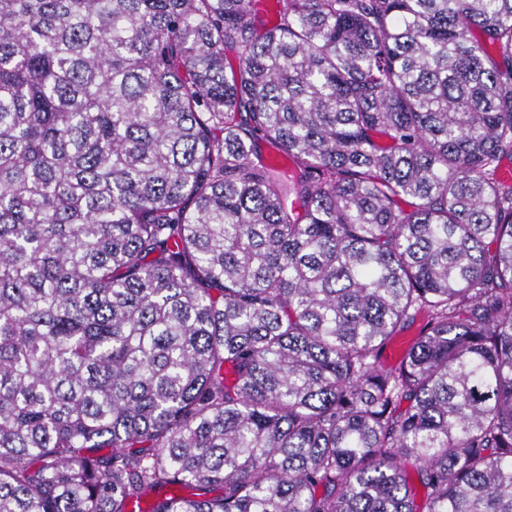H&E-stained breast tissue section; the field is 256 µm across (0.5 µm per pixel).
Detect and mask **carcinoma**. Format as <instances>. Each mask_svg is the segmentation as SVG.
Masks as SVG:
<instances>
[{"label": "carcinoma", "instance_id": "carcinoma-1", "mask_svg": "<svg viewBox=\"0 0 512 512\" xmlns=\"http://www.w3.org/2000/svg\"><path fill=\"white\" fill-rule=\"evenodd\" d=\"M269 15L0 0V512H512V0Z\"/></svg>", "mask_w": 512, "mask_h": 512}]
</instances>
